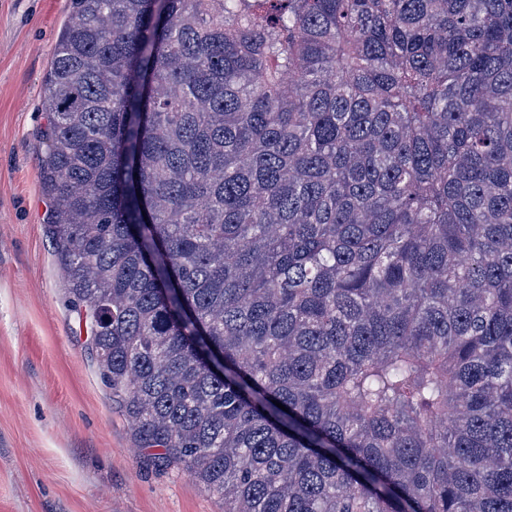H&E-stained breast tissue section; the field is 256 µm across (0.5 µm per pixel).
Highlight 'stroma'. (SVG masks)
Wrapping results in <instances>:
<instances>
[{
	"label": "stroma",
	"instance_id": "35a3bbf8",
	"mask_svg": "<svg viewBox=\"0 0 512 512\" xmlns=\"http://www.w3.org/2000/svg\"><path fill=\"white\" fill-rule=\"evenodd\" d=\"M70 0H0V512H224L113 403L47 233L45 79Z\"/></svg>",
	"mask_w": 512,
	"mask_h": 512
}]
</instances>
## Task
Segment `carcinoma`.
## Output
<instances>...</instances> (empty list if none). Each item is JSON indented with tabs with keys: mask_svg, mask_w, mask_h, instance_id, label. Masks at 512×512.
<instances>
[{
	"mask_svg": "<svg viewBox=\"0 0 512 512\" xmlns=\"http://www.w3.org/2000/svg\"><path fill=\"white\" fill-rule=\"evenodd\" d=\"M71 5L40 184L140 447L224 512H512V0Z\"/></svg>",
	"mask_w": 512,
	"mask_h": 512,
	"instance_id": "cac0c4a2",
	"label": "carcinoma"
}]
</instances>
